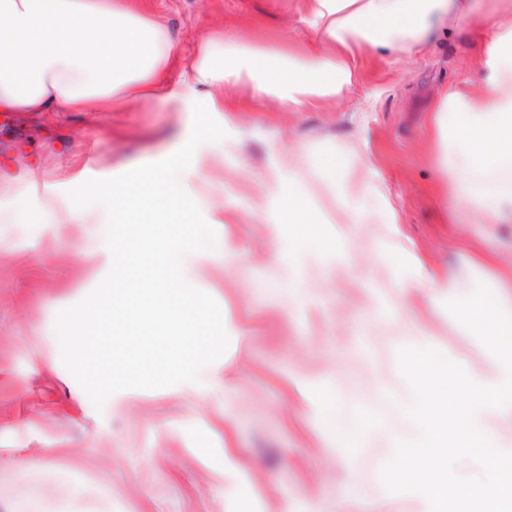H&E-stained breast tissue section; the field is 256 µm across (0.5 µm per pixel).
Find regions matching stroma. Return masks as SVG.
<instances>
[{
  "instance_id": "1",
  "label": "stroma",
  "mask_w": 512,
  "mask_h": 512,
  "mask_svg": "<svg viewBox=\"0 0 512 512\" xmlns=\"http://www.w3.org/2000/svg\"><path fill=\"white\" fill-rule=\"evenodd\" d=\"M154 3L183 55L219 25L275 46L312 37L301 0ZM506 11L512 0H493L479 23L437 32L410 55L363 54L359 82L330 110L283 112L267 100L228 113L216 197L228 221L214 250L185 256L183 274L218 302L229 348L199 381L124 390L100 410L63 365L54 322L108 273L105 227L23 231L17 205L66 196L76 165L107 179L167 158L193 115L152 104L0 112V177L41 176L0 199V512H24L31 498L41 512H424L416 494H387L372 467L391 457L386 438L373 431L356 451L337 447L311 390L330 387L342 416L362 408L393 420L409 391L397 365L406 321L449 359L491 368L493 355L445 303L512 273V223L460 209L431 109L444 90L485 86L489 70L475 60ZM292 141L315 154L348 149V171L368 168L387 187L391 223H331L323 189L311 201L319 239L276 223L279 200L257 185L287 176ZM448 275L459 282L451 295L434 285Z\"/></svg>"
}]
</instances>
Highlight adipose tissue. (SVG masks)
<instances>
[{
  "label": "adipose tissue",
  "instance_id": "1",
  "mask_svg": "<svg viewBox=\"0 0 512 512\" xmlns=\"http://www.w3.org/2000/svg\"><path fill=\"white\" fill-rule=\"evenodd\" d=\"M480 12L479 0H307L305 22L319 46L273 48L219 30L181 59L150 0H0V111L116 112L148 103L222 115L246 109L226 94L242 85L292 112L321 108L353 88L362 50L407 51ZM487 65L488 88L441 94L433 135L465 209L498 219L512 216V22L499 24ZM303 177L301 165H289L273 189L278 223L306 234Z\"/></svg>",
  "mask_w": 512,
  "mask_h": 512
}]
</instances>
